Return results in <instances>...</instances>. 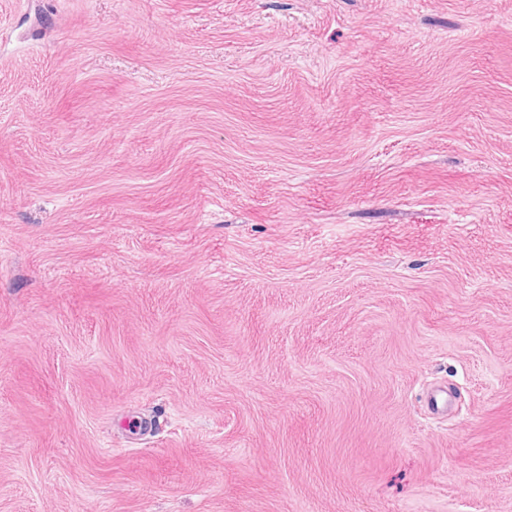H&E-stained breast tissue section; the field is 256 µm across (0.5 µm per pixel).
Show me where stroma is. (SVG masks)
Wrapping results in <instances>:
<instances>
[{
	"instance_id": "stroma-1",
	"label": "stroma",
	"mask_w": 512,
	"mask_h": 512,
	"mask_svg": "<svg viewBox=\"0 0 512 512\" xmlns=\"http://www.w3.org/2000/svg\"><path fill=\"white\" fill-rule=\"evenodd\" d=\"M0 512H512V0H0Z\"/></svg>"
}]
</instances>
